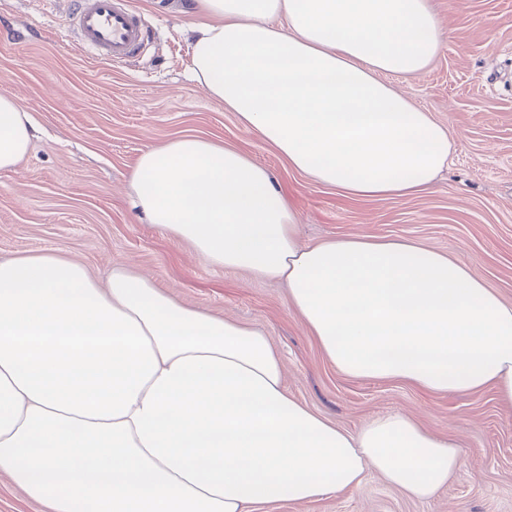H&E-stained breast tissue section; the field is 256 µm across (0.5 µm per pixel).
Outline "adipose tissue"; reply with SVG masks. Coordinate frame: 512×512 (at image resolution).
<instances>
[{
  "instance_id": "1",
  "label": "adipose tissue",
  "mask_w": 512,
  "mask_h": 512,
  "mask_svg": "<svg viewBox=\"0 0 512 512\" xmlns=\"http://www.w3.org/2000/svg\"><path fill=\"white\" fill-rule=\"evenodd\" d=\"M191 75L295 170L358 198L412 195L452 135L384 80L422 73L431 0H194ZM29 112L0 93V171ZM129 185L149 223L210 264L283 281L326 358L427 392L494 388L512 409V302L405 239L316 244L247 155L195 135L144 150ZM464 451L394 412L349 433L289 395L263 331L183 306L121 266L0 260V471L49 512H254L358 487L367 470L434 496Z\"/></svg>"
}]
</instances>
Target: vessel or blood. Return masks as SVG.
<instances>
[{"label": "vessel or blood", "instance_id": "b4317fda", "mask_svg": "<svg viewBox=\"0 0 512 512\" xmlns=\"http://www.w3.org/2000/svg\"><path fill=\"white\" fill-rule=\"evenodd\" d=\"M81 48L95 59L125 63L145 46V21L130 0H71Z\"/></svg>", "mask_w": 512, "mask_h": 512}]
</instances>
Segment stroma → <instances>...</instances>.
Wrapping results in <instances>:
<instances>
[{"label":"stroma","instance_id":"1","mask_svg":"<svg viewBox=\"0 0 512 512\" xmlns=\"http://www.w3.org/2000/svg\"><path fill=\"white\" fill-rule=\"evenodd\" d=\"M148 44L122 65L83 52L66 0H0V93L30 112L27 157L0 171V259L54 251L92 271L133 264L183 305L263 330L289 394L343 429L386 413L453 437L463 463L418 500L366 471L362 484L257 512H512V414L493 388L425 393L354 379L309 336L282 283L212 266L149 224L130 173L142 151L195 134L242 151L290 198L310 244L344 235L406 238L471 267L512 302V0H432L441 47L433 65L391 85L453 134L447 170L409 196L352 199L293 169L236 113L190 81V0H131Z\"/></svg>","mask_w":512,"mask_h":512}]
</instances>
